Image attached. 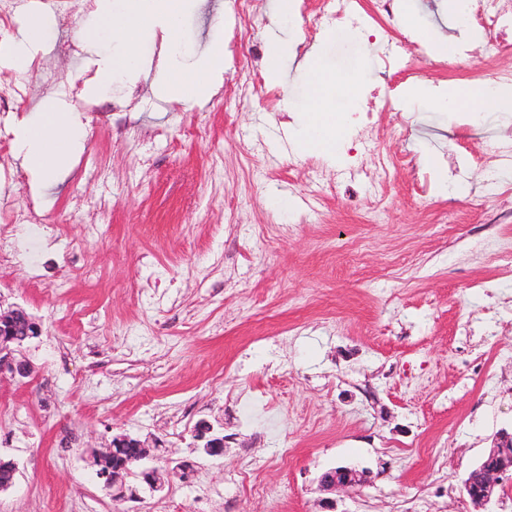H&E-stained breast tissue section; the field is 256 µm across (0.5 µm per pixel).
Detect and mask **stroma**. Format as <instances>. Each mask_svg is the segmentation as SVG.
Here are the masks:
<instances>
[{"label": "stroma", "instance_id": "35a3bbf8", "mask_svg": "<svg viewBox=\"0 0 512 512\" xmlns=\"http://www.w3.org/2000/svg\"><path fill=\"white\" fill-rule=\"evenodd\" d=\"M276 3L252 0L240 23L221 75L231 96L159 95L152 35L138 47L137 85L107 81L98 61L122 46L80 0L44 11L29 66L0 52L11 99L0 109V225L36 208L0 257V307L42 329L25 352L32 376L0 380L10 407L0 459L18 467L0 512H49L62 499L66 512H473L462 483L512 434V268L492 258L512 253V167L493 157L512 143V112L452 120L413 96L473 81L474 57L432 52L407 79L374 66L367 37L309 30ZM412 12L471 48L490 39L443 0H412ZM234 24L231 0H190L187 52L223 46ZM275 39L288 54L270 83ZM62 40L79 54L58 55ZM313 48L361 84L360 99L340 105L335 162L293 139ZM49 66L61 78L51 93ZM102 82L105 93L86 98ZM269 91L293 111L267 108ZM49 94L83 139L70 168L38 186L14 158L13 127L38 119ZM367 111L369 130L352 118ZM383 161L385 187L351 175ZM202 421L224 436L223 456L195 440ZM119 434L157 439L158 456L194 462L193 475L114 501L89 458ZM341 466L365 484L323 491L319 476Z\"/></svg>", "mask_w": 512, "mask_h": 512}]
</instances>
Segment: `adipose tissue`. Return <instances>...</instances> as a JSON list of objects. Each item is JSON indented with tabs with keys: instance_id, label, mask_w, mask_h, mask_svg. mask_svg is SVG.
Wrapping results in <instances>:
<instances>
[{
	"instance_id": "obj_1",
	"label": "adipose tissue",
	"mask_w": 512,
	"mask_h": 512,
	"mask_svg": "<svg viewBox=\"0 0 512 512\" xmlns=\"http://www.w3.org/2000/svg\"><path fill=\"white\" fill-rule=\"evenodd\" d=\"M187 0H125L120 22L112 20V0H95V13L101 25L109 27L113 37L127 48L123 58L106 57L101 66L105 74L130 78L138 67L135 49L148 34L161 32L163 51L157 67L176 71L170 88L171 99L188 101L207 97L217 90L216 79L224 69V53L213 48L190 67L180 66L176 50L181 42L179 19ZM310 95L294 133L304 149L322 154L329 160L341 155L343 133L336 112L342 101L357 99L360 87L354 77L326 68L318 54H310ZM415 96L432 100L450 112H478L494 109L512 112V85L468 83L449 86L446 94L419 87ZM15 148L21 166L48 176L70 161L81 139V128L72 115L60 106H51L39 122L20 121L15 129Z\"/></svg>"
}]
</instances>
